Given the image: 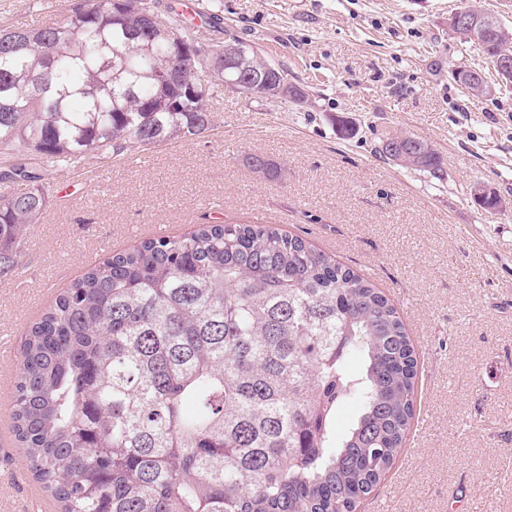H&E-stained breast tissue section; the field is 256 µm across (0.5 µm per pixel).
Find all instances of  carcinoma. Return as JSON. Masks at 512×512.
I'll use <instances>...</instances> for the list:
<instances>
[{
    "label": "carcinoma",
    "instance_id": "1",
    "mask_svg": "<svg viewBox=\"0 0 512 512\" xmlns=\"http://www.w3.org/2000/svg\"><path fill=\"white\" fill-rule=\"evenodd\" d=\"M94 0L0 30V150L27 190L0 202V279L49 203L24 170L101 162L213 124L224 44ZM195 48L178 52L177 45ZM242 46L253 97L287 101ZM176 59L175 76L162 73ZM401 166L438 179L410 136ZM417 357L368 277L265 224H204L89 267L30 326L12 430L58 512H356L416 415ZM355 416L341 426V410Z\"/></svg>",
    "mask_w": 512,
    "mask_h": 512
}]
</instances>
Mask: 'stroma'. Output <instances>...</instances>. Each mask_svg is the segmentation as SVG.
<instances>
[{"mask_svg": "<svg viewBox=\"0 0 512 512\" xmlns=\"http://www.w3.org/2000/svg\"><path fill=\"white\" fill-rule=\"evenodd\" d=\"M84 0H0V28L63 22ZM156 0L200 43L234 39L309 95L300 107L221 90L214 123L106 166L44 172L50 202L0 280V512H26L37 482L12 431L16 364L28 327L92 264L202 224L273 225L374 281L418 357L417 411L404 448L356 512H512V87L476 97L453 73L495 72L455 38L471 7L512 29V0ZM349 125L352 136L340 133ZM398 134L431 145L441 178L375 148ZM273 162L266 175L248 155ZM496 192L490 212L475 194Z\"/></svg>", "mask_w": 512, "mask_h": 512, "instance_id": "stroma-1", "label": "stroma"}]
</instances>
